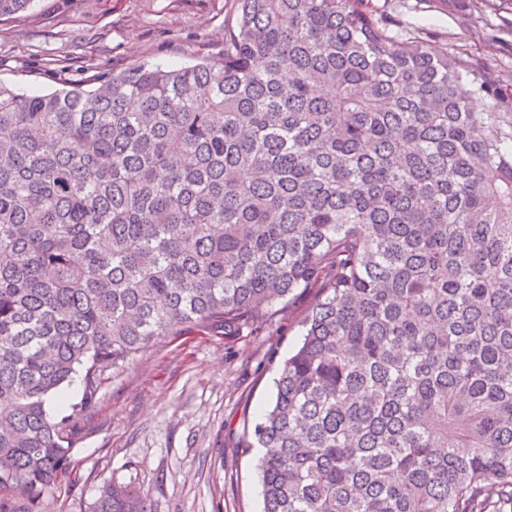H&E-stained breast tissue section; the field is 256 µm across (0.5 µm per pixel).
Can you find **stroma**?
<instances>
[{
  "mask_svg": "<svg viewBox=\"0 0 512 512\" xmlns=\"http://www.w3.org/2000/svg\"><path fill=\"white\" fill-rule=\"evenodd\" d=\"M391 34L477 64L512 97V0H368ZM235 0H32L0 20V82L49 93L142 64L186 65L224 50ZM304 294L256 335L189 332L106 380L70 449L73 473L45 512H88L102 487L142 492L150 512H263L261 449L242 445L302 339Z\"/></svg>",
  "mask_w": 512,
  "mask_h": 512,
  "instance_id": "stroma-1",
  "label": "stroma"
}]
</instances>
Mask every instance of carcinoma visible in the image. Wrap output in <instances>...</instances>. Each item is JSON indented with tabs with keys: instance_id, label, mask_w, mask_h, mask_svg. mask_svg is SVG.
<instances>
[{
	"instance_id": "1",
	"label": "carcinoma",
	"mask_w": 512,
	"mask_h": 512,
	"mask_svg": "<svg viewBox=\"0 0 512 512\" xmlns=\"http://www.w3.org/2000/svg\"><path fill=\"white\" fill-rule=\"evenodd\" d=\"M236 2L218 57L0 83V512H43L106 376L312 289L243 428L264 512H512V103L365 0ZM60 394V396L52 397L46 406L49 415L54 419L71 413L72 406L80 403L83 395V386L80 377L76 376L74 381L70 385L65 386ZM59 397H63V401L59 405H56L55 401Z\"/></svg>"
}]
</instances>
